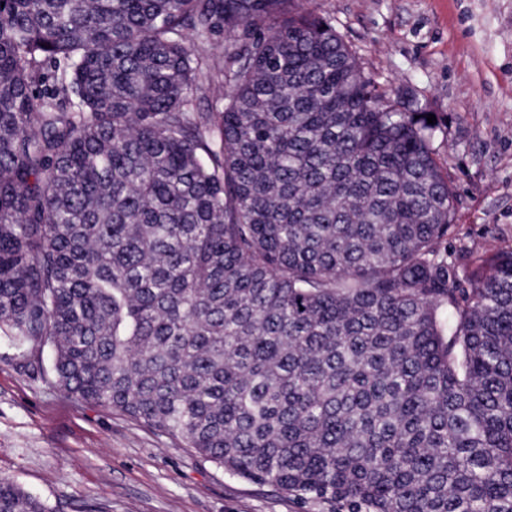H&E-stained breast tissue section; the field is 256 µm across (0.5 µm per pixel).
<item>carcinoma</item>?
<instances>
[{
    "mask_svg": "<svg viewBox=\"0 0 512 512\" xmlns=\"http://www.w3.org/2000/svg\"><path fill=\"white\" fill-rule=\"evenodd\" d=\"M427 116L302 0H0V334L295 500L512 512V251L460 278Z\"/></svg>",
    "mask_w": 512,
    "mask_h": 512,
    "instance_id": "obj_1",
    "label": "carcinoma"
}]
</instances>
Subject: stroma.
I'll return each mask as SVG.
<instances>
[{
  "mask_svg": "<svg viewBox=\"0 0 512 512\" xmlns=\"http://www.w3.org/2000/svg\"><path fill=\"white\" fill-rule=\"evenodd\" d=\"M363 72L435 115L457 199L449 250H512V0H309ZM0 475L61 512H331L202 462L72 396L0 339Z\"/></svg>",
  "mask_w": 512,
  "mask_h": 512,
  "instance_id": "stroma-1",
  "label": "stroma"
}]
</instances>
